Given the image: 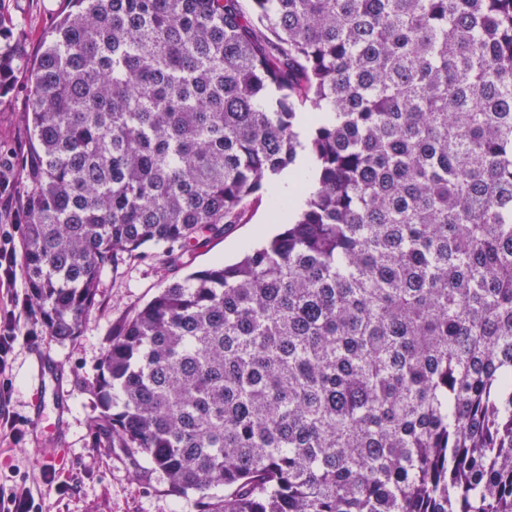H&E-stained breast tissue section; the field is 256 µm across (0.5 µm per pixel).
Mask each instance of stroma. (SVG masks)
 I'll return each mask as SVG.
<instances>
[{
  "label": "stroma",
  "mask_w": 512,
  "mask_h": 512,
  "mask_svg": "<svg viewBox=\"0 0 512 512\" xmlns=\"http://www.w3.org/2000/svg\"><path fill=\"white\" fill-rule=\"evenodd\" d=\"M63 0H0V47L35 58L42 36L54 23ZM28 105L23 78H14L0 95V145L10 147L14 160L28 151L22 116ZM266 191L247 204L242 223L224 237L190 257L191 270L211 268L237 259L245 246L260 236L279 231L269 221ZM168 279L162 270L161 249H151L144 259H127L106 271L97 303L87 316L80 336L61 344L49 336L40 316L28 301L24 274H17L12 291L0 293V311L15 310L17 339L0 375V394L14 429H0V490H30L42 512H197L193 499L168 493L167 480L150 469H136L135 460L120 448H102L91 437L96 414L85 380L98 372L107 340L116 324L142 307ZM43 355L55 377L63 379L62 400L38 396L28 381L36 355ZM42 400L48 414L56 417L55 432H46L33 416L35 400ZM54 472V484H46V472Z\"/></svg>",
  "instance_id": "stroma-1"
}]
</instances>
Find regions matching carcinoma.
Here are the masks:
<instances>
[{"label":"carcinoma","instance_id":"obj_1","mask_svg":"<svg viewBox=\"0 0 512 512\" xmlns=\"http://www.w3.org/2000/svg\"><path fill=\"white\" fill-rule=\"evenodd\" d=\"M66 2L37 58L0 49L58 343L124 257L178 272L306 149L314 178L116 325L94 440L197 512H512V0ZM26 83L15 77L8 91L0 96V145L11 147L15 168L28 151L27 137L22 125V116L28 105ZM271 180V179H270ZM266 181L262 189L255 194L247 204L245 217L241 224H235L223 238L213 240L210 245L189 256L190 268L177 273L178 277H184L190 271H198L211 268L220 263H231L237 259L246 245H254L262 238L272 236L282 231L286 226L269 224L270 203L267 197ZM263 230L262 237L257 231Z\"/></svg>","mask_w":512,"mask_h":512}]
</instances>
